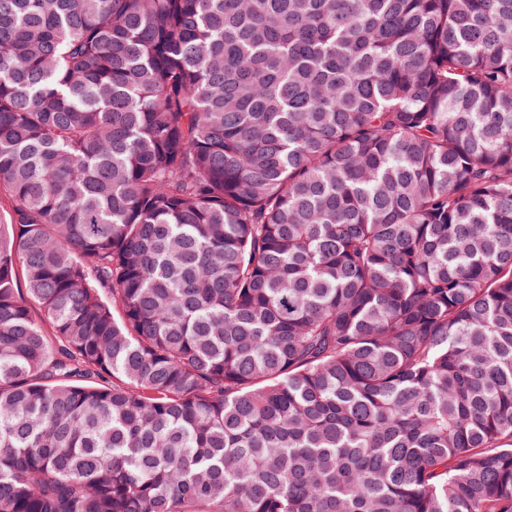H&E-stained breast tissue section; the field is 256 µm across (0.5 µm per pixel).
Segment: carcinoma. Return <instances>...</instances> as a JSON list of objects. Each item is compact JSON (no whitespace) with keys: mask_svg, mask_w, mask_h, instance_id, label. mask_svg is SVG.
Masks as SVG:
<instances>
[{"mask_svg":"<svg viewBox=\"0 0 512 512\" xmlns=\"http://www.w3.org/2000/svg\"><path fill=\"white\" fill-rule=\"evenodd\" d=\"M0 512H512V0H0Z\"/></svg>","mask_w":512,"mask_h":512,"instance_id":"1","label":"carcinoma"}]
</instances>
